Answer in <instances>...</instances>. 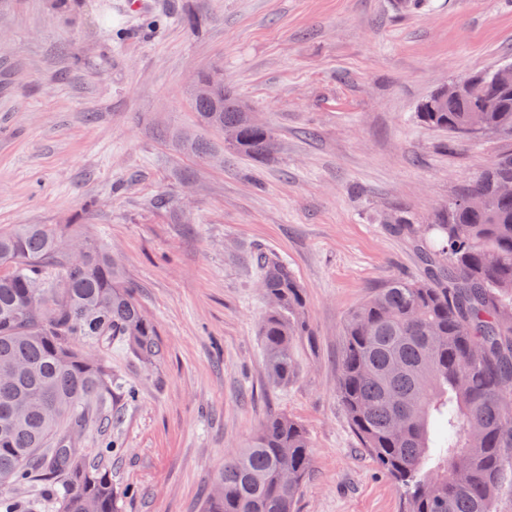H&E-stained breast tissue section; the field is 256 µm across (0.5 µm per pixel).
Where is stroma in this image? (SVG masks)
<instances>
[{
  "label": "stroma",
  "mask_w": 512,
  "mask_h": 512,
  "mask_svg": "<svg viewBox=\"0 0 512 512\" xmlns=\"http://www.w3.org/2000/svg\"><path fill=\"white\" fill-rule=\"evenodd\" d=\"M512 62V0H0V232L70 226L116 258L155 324L160 360L120 343L112 389L80 446L112 468L115 512H200L225 453L286 413L311 439L296 512H406L361 448L336 386L348 312L425 274L384 224L432 215L501 137L451 141L416 117L456 77ZM262 113L275 149L212 163L175 133L197 126L187 87L213 67ZM305 287L295 377L270 387L257 256ZM34 472L0 493L56 512Z\"/></svg>",
  "instance_id": "stroma-1"
}]
</instances>
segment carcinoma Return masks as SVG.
Segmentation results:
<instances>
[{"mask_svg":"<svg viewBox=\"0 0 512 512\" xmlns=\"http://www.w3.org/2000/svg\"><path fill=\"white\" fill-rule=\"evenodd\" d=\"M494 73L483 71L462 97H426L417 116L459 139L478 128L511 143L424 229L399 220L426 276L392 280L343 327L338 393L361 447L404 488L407 512H494L512 483V195L497 191L512 181V93L496 89ZM216 75L189 85L198 124L236 153H270L274 129ZM490 98L498 110L476 111ZM176 144L218 154L189 134ZM470 195L482 206L466 204ZM82 247L72 259L50 224L0 233V486L27 483L37 464L61 477L57 512H114L111 469L88 461L74 439L85 406L112 388L91 348L117 338L152 362L161 345L112 255ZM259 289L269 304L260 328L267 378L285 384L296 374V341L310 335L304 285L267 256ZM310 448L299 420L270 416L250 447L224 460L203 512H294Z\"/></svg>","mask_w":512,"mask_h":512,"instance_id":"cac0c4a2","label":"carcinoma"}]
</instances>
